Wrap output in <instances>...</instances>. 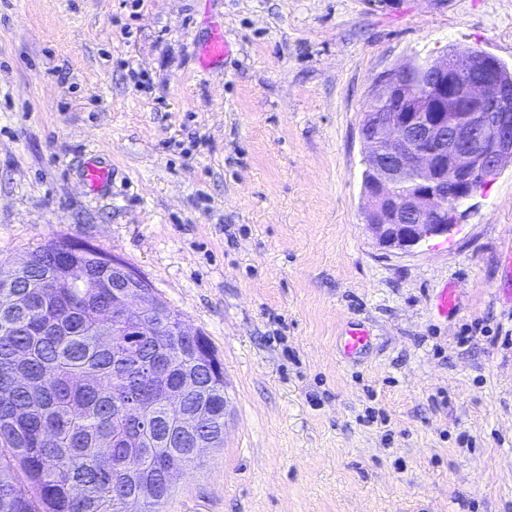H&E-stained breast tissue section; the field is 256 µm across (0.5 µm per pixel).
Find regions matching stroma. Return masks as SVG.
Instances as JSON below:
<instances>
[{
    "mask_svg": "<svg viewBox=\"0 0 512 512\" xmlns=\"http://www.w3.org/2000/svg\"><path fill=\"white\" fill-rule=\"evenodd\" d=\"M456 48L512 68V0H0V265L88 241L224 366L167 512H512V165L411 251L363 217L376 78ZM231 43L224 35L214 36L203 48L201 65L207 68L212 64L224 63V59L231 53ZM82 180L96 197L108 195L112 187V163L94 154L82 170Z\"/></svg>",
    "mask_w": 512,
    "mask_h": 512,
    "instance_id": "1",
    "label": "stroma"
}]
</instances>
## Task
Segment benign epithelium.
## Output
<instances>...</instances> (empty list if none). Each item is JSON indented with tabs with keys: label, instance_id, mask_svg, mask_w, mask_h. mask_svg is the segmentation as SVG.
Masks as SVG:
<instances>
[{
	"label": "benign epithelium",
	"instance_id": "7a95c632",
	"mask_svg": "<svg viewBox=\"0 0 512 512\" xmlns=\"http://www.w3.org/2000/svg\"><path fill=\"white\" fill-rule=\"evenodd\" d=\"M427 77L404 63L374 85L372 102L387 111L363 113L368 149L365 225L385 248L410 250L448 233V203L472 197L478 182L512 164V84L500 79L497 60L455 49L433 59ZM387 130L379 140L378 129ZM112 320L142 331L141 320L166 315L152 285L115 256Z\"/></svg>",
	"mask_w": 512,
	"mask_h": 512
}]
</instances>
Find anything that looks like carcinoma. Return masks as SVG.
<instances>
[{
  "label": "carcinoma",
  "instance_id": "carcinoma-1",
  "mask_svg": "<svg viewBox=\"0 0 512 512\" xmlns=\"http://www.w3.org/2000/svg\"><path fill=\"white\" fill-rule=\"evenodd\" d=\"M57 250L0 267V512H165L169 469L194 464L167 394L192 377L186 401L218 429L224 368L203 335H113L101 249Z\"/></svg>",
  "mask_w": 512,
  "mask_h": 512
}]
</instances>
